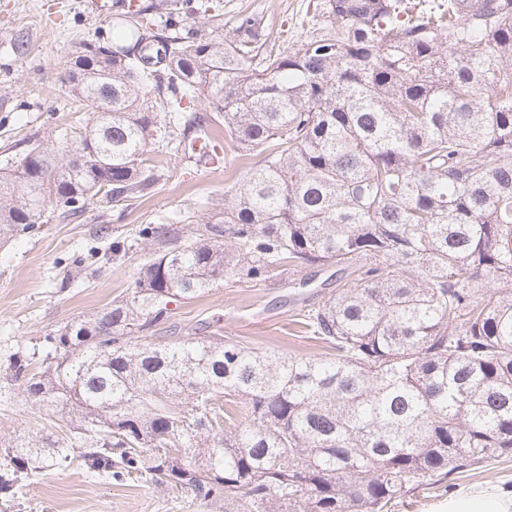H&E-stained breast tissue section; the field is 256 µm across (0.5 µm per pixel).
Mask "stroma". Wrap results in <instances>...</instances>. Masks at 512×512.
Masks as SVG:
<instances>
[{
	"label": "stroma",
	"instance_id": "35a3bbf8",
	"mask_svg": "<svg viewBox=\"0 0 512 512\" xmlns=\"http://www.w3.org/2000/svg\"><path fill=\"white\" fill-rule=\"evenodd\" d=\"M95 0H0V167L12 165L32 148L63 152L67 130L87 125L91 114L62 81L85 44L112 42L111 4ZM309 0H209L232 26L239 14L261 18L280 50L309 33ZM25 37L24 54L13 51ZM225 161H188L154 148L164 176L153 192L130 205L90 203L74 219L51 215L39 233L0 244V437L33 431L64 436L55 413L34 403L12 378L16 357L40 349L43 336L95 312L130 291L140 264L157 245L139 238L145 224H165L187 236L204 213L224 209V193L243 169L231 142L221 144ZM123 237L132 250L102 263L99 252ZM90 259L68 288L60 283L73 251ZM352 269L306 266L259 283L217 286L204 296L175 306L157 330L162 340L215 329L251 347L276 348L299 356L322 354L308 333L294 328L303 310L321 304L336 288L352 282ZM493 484L512 485V456L490 460L451 475L443 483L417 489L394 512H443L449 498ZM0 512H222L197 506L149 481H118L70 465L36 474L14 498H0Z\"/></svg>",
	"mask_w": 512,
	"mask_h": 512
}]
</instances>
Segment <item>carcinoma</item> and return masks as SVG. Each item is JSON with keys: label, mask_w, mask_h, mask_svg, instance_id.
Returning <instances> with one entry per match:
<instances>
[{"label": "carcinoma", "mask_w": 512, "mask_h": 512, "mask_svg": "<svg viewBox=\"0 0 512 512\" xmlns=\"http://www.w3.org/2000/svg\"><path fill=\"white\" fill-rule=\"evenodd\" d=\"M121 6L112 47L69 70L89 125L62 157L0 171V240L40 229L53 202L66 219L150 195L152 145L219 163L217 123L255 162L224 217L184 239L143 227L158 251L131 293L45 336L41 370L13 362L76 427L5 446L0 497L76 462L224 512H388L511 455L512 0L415 16L406 0H309L313 31L283 52L249 13L218 34L203 2ZM306 265L358 272L295 321L322 356L221 333L134 342L172 303Z\"/></svg>", "instance_id": "cac0c4a2"}]
</instances>
